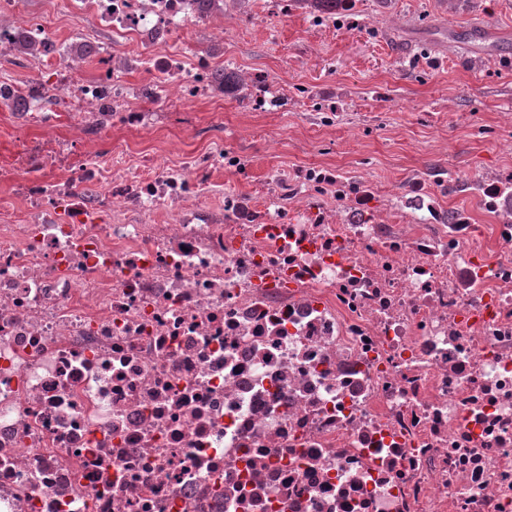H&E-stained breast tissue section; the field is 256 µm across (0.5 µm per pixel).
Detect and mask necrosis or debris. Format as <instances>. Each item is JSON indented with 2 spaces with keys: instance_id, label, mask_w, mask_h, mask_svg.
Segmentation results:
<instances>
[{
  "instance_id": "4bbe7bcc",
  "label": "necrosis or debris",
  "mask_w": 512,
  "mask_h": 512,
  "mask_svg": "<svg viewBox=\"0 0 512 512\" xmlns=\"http://www.w3.org/2000/svg\"><path fill=\"white\" fill-rule=\"evenodd\" d=\"M66 2L127 50L85 78L0 0V49L43 43L0 89L31 132L0 167V512H512V167L271 166L255 196L200 107L341 115L187 57L250 0ZM172 121L198 150L141 143Z\"/></svg>"
}]
</instances>
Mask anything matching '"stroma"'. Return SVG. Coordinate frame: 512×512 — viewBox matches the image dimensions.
<instances>
[{"mask_svg":"<svg viewBox=\"0 0 512 512\" xmlns=\"http://www.w3.org/2000/svg\"><path fill=\"white\" fill-rule=\"evenodd\" d=\"M250 9L228 36L225 63L334 93L337 156L366 162L380 183L512 162L473 129L475 116L491 126L512 113V0H358V25L346 32L315 30L300 14L263 29L252 19L268 14L269 0H250ZM275 124V157L263 140L248 143L259 164L288 171L316 160L321 143L302 109L278 113Z\"/></svg>","mask_w":512,"mask_h":512,"instance_id":"1","label":"stroma"}]
</instances>
